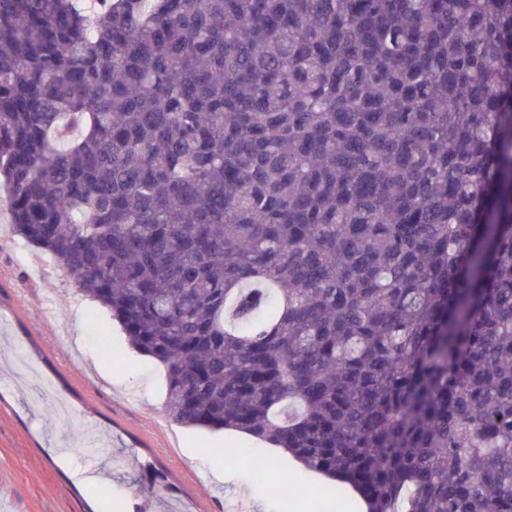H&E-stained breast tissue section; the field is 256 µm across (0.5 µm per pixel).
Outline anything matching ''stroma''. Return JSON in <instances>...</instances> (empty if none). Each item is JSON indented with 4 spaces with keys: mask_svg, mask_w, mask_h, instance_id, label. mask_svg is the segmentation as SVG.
<instances>
[{
    "mask_svg": "<svg viewBox=\"0 0 512 512\" xmlns=\"http://www.w3.org/2000/svg\"><path fill=\"white\" fill-rule=\"evenodd\" d=\"M218 443L246 454L224 464ZM259 457L283 496L253 482ZM90 472L99 482H84ZM348 494L246 434L175 423L163 366L130 349L0 203V512H282L287 499L295 512H337Z\"/></svg>",
    "mask_w": 512,
    "mask_h": 512,
    "instance_id": "35a3bbf8",
    "label": "stroma"
}]
</instances>
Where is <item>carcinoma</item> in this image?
<instances>
[{
	"instance_id": "carcinoma-1",
	"label": "carcinoma",
	"mask_w": 512,
	"mask_h": 512,
	"mask_svg": "<svg viewBox=\"0 0 512 512\" xmlns=\"http://www.w3.org/2000/svg\"><path fill=\"white\" fill-rule=\"evenodd\" d=\"M1 187L175 422L512 512V0H0Z\"/></svg>"
}]
</instances>
